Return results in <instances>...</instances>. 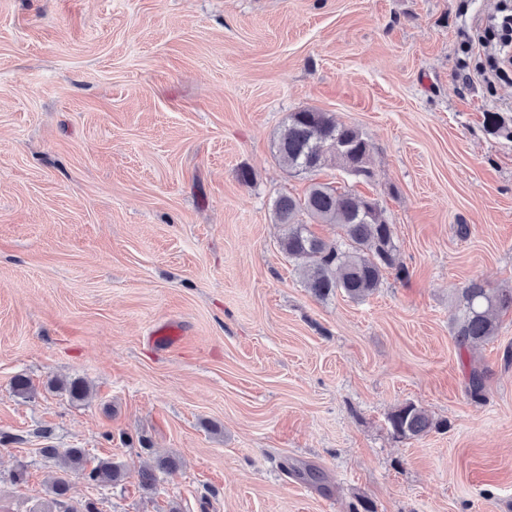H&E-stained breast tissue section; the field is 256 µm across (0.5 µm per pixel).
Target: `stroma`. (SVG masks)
I'll list each match as a JSON object with an SVG mask.
<instances>
[{"instance_id":"obj_1","label":"stroma","mask_w":512,"mask_h":512,"mask_svg":"<svg viewBox=\"0 0 512 512\" xmlns=\"http://www.w3.org/2000/svg\"><path fill=\"white\" fill-rule=\"evenodd\" d=\"M499 6L0 0V512H512V311L467 351L452 322L470 281L512 289V136L484 124L512 127V80L469 81L459 50ZM302 108L363 133L370 180L279 164ZM314 180L376 199L406 276L304 287L273 204ZM408 403L447 430L397 438ZM46 446L126 477L55 500Z\"/></svg>"}]
</instances>
